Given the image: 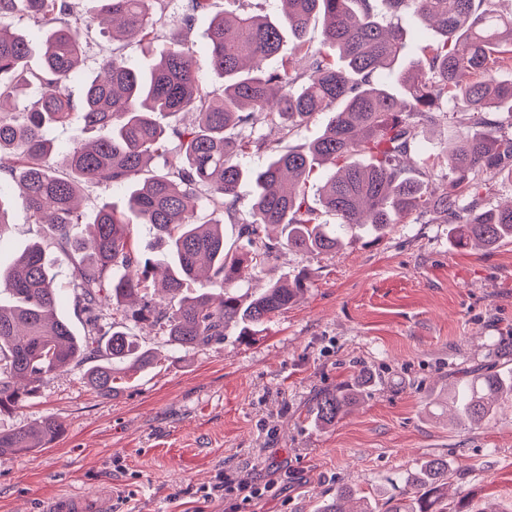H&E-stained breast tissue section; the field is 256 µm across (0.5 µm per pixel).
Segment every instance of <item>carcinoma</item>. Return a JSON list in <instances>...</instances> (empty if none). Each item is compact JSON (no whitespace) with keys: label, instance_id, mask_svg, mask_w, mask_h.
Returning a JSON list of instances; mask_svg holds the SVG:
<instances>
[{"label":"carcinoma","instance_id":"obj_1","mask_svg":"<svg viewBox=\"0 0 512 512\" xmlns=\"http://www.w3.org/2000/svg\"><path fill=\"white\" fill-rule=\"evenodd\" d=\"M74 14L69 0H0V179L19 185L35 223L47 225L58 251L71 266L75 309L88 315L89 338L74 336L56 316L58 293L50 261L38 243L7 268L0 267V414L18 408L49 374L80 360H96L87 371L101 397L115 389L116 366L140 368L155 356L133 339L132 326L151 323L180 349L221 342L230 327L239 338L288 309L308 288L301 272L268 281L257 294L237 293L243 271L261 274L275 245L313 254H332L355 224L379 239L413 213H433L454 225L455 244L491 248L512 241V206L482 207L492 180L512 185V82L494 72L512 66V17L500 14V0H280L282 16L270 21L238 11L239 0L211 18L206 66L223 79L211 90L182 36L167 24V0H90ZM210 0H189L185 28L209 10ZM409 12L424 19L439 39L405 64L407 42L389 15ZM25 13L47 27L41 69L27 67L29 45L6 18ZM104 15L118 30L148 45L159 44L151 66L136 67L119 49L102 60L81 98L69 90L83 57V30ZM323 18L322 40L305 39L312 19ZM291 51L277 68L263 62L277 55L284 39ZM395 80L398 98L380 79ZM36 95L21 109L8 104L30 87ZM455 104L458 130L443 164L441 187L432 189L435 159L408 175L406 161L443 105ZM184 112L192 126L169 122ZM291 136L319 115L324 131L312 143L282 152L253 129L254 113ZM80 114L94 141L54 152L46 131ZM239 129L231 136L228 129ZM257 154V168L243 159ZM322 175L316 202L307 183ZM253 183L242 243L224 239V217L236 218L237 189ZM124 186L128 213L148 224L157 251L146 256L132 247L127 213L104 204L83 238L76 226L82 186ZM337 216L324 224L322 213ZM280 228L272 243L261 236ZM165 307L148 298L154 271ZM207 274L194 292L189 284ZM369 378L321 394L312 406L322 426L336 423L364 397ZM512 398V367L477 375L448 392L453 419L479 425L493 416L502 398ZM63 432L54 418L36 428L0 433V455L43 448ZM448 462L430 459L403 476L405 496L376 510L342 485L319 512H471L470 500L448 498Z\"/></svg>","mask_w":512,"mask_h":512}]
</instances>
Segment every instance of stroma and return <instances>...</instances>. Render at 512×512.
<instances>
[{
	"label": "stroma",
	"mask_w": 512,
	"mask_h": 512,
	"mask_svg": "<svg viewBox=\"0 0 512 512\" xmlns=\"http://www.w3.org/2000/svg\"><path fill=\"white\" fill-rule=\"evenodd\" d=\"M82 40L75 94L113 46L97 25ZM0 198L13 221L0 240L6 267L43 234L18 188ZM46 256L59 313L85 335L70 264L54 247ZM300 270L308 290L250 339L231 329L223 342L176 351L139 328L158 360L119 371L108 398L88 386V362L48 376L37 396L0 415V433L48 416L65 432L48 447L0 456V512H40L73 487L109 488L112 512H233L226 497L207 502L202 490L246 473L266 490L234 512H316L342 484L377 500L402 495V473L427 457L450 463L449 500L462 491L475 512L489 500L511 505L512 408L475 427L431 411L454 380L502 362L512 342V242L460 249L435 216L412 214L377 241L350 230L332 255L280 250L251 284ZM362 371L372 376L364 401L335 425H315L316 394Z\"/></svg>",
	"instance_id": "1"
}]
</instances>
